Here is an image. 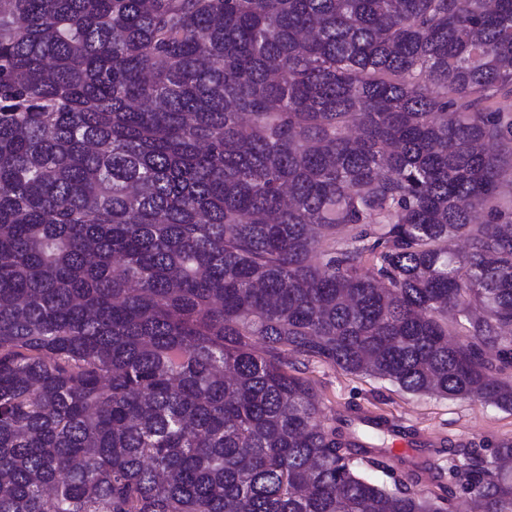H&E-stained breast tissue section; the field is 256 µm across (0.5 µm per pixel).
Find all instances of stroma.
<instances>
[{"mask_svg": "<svg viewBox=\"0 0 512 512\" xmlns=\"http://www.w3.org/2000/svg\"><path fill=\"white\" fill-rule=\"evenodd\" d=\"M306 374L315 382L329 416L352 410L387 416L439 441L474 442L488 449L501 439H512V413L489 404L410 394L386 381L317 361L309 363Z\"/></svg>", "mask_w": 512, "mask_h": 512, "instance_id": "1", "label": "stroma"}]
</instances>
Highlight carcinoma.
Listing matches in <instances>:
<instances>
[{"mask_svg": "<svg viewBox=\"0 0 512 512\" xmlns=\"http://www.w3.org/2000/svg\"><path fill=\"white\" fill-rule=\"evenodd\" d=\"M500 92L512 0H0V512H512L303 372L512 412Z\"/></svg>", "mask_w": 512, "mask_h": 512, "instance_id": "obj_1", "label": "carcinoma"}]
</instances>
